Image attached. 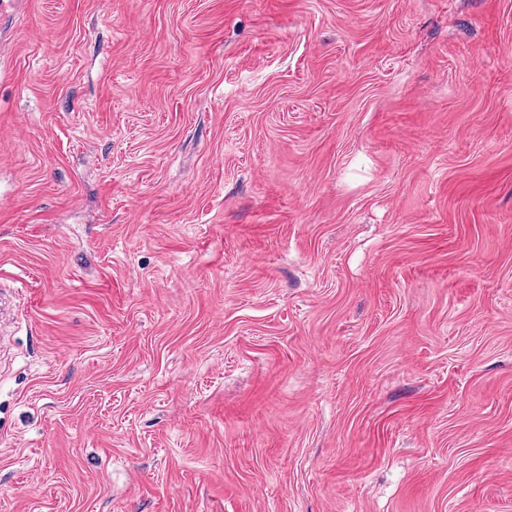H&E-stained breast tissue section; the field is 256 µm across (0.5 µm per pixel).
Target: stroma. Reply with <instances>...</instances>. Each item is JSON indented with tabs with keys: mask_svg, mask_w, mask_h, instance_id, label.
<instances>
[{
	"mask_svg": "<svg viewBox=\"0 0 512 512\" xmlns=\"http://www.w3.org/2000/svg\"><path fill=\"white\" fill-rule=\"evenodd\" d=\"M1 27L0 512H512V0Z\"/></svg>",
	"mask_w": 512,
	"mask_h": 512,
	"instance_id": "35a3bbf8",
	"label": "stroma"
}]
</instances>
